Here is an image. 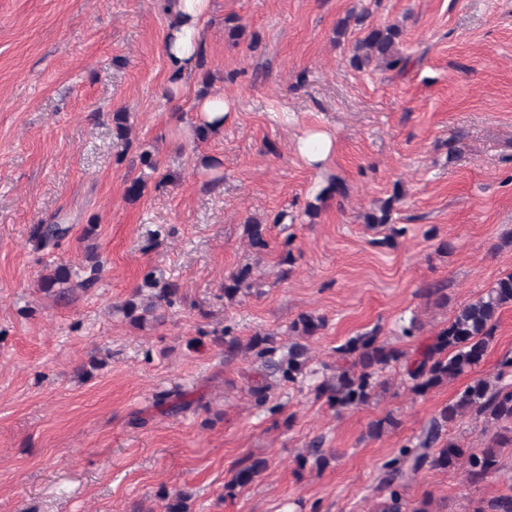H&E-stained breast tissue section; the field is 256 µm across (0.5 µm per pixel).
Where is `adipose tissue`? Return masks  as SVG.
Returning a JSON list of instances; mask_svg holds the SVG:
<instances>
[{"label": "adipose tissue", "mask_w": 512, "mask_h": 512, "mask_svg": "<svg viewBox=\"0 0 512 512\" xmlns=\"http://www.w3.org/2000/svg\"><path fill=\"white\" fill-rule=\"evenodd\" d=\"M211 9V0H176L175 19L165 39V53L171 66L168 88L180 93L198 59L202 24Z\"/></svg>", "instance_id": "adipose-tissue-1"}]
</instances>
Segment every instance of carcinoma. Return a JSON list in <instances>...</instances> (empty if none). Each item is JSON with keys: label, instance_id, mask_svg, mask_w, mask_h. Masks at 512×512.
Segmentation results:
<instances>
[{"label": "carcinoma", "instance_id": "1", "mask_svg": "<svg viewBox=\"0 0 512 512\" xmlns=\"http://www.w3.org/2000/svg\"><path fill=\"white\" fill-rule=\"evenodd\" d=\"M368 10L348 14L336 22V38L346 36L350 27L359 28L351 49L349 64L356 70H395L405 65L406 58L399 49L402 31L396 24L374 26L366 24ZM401 193L375 203V208L364 216L366 224L390 222L394 204ZM68 232L60 224H40L35 236L43 245L57 247ZM244 234L256 250H264L268 243L263 225L256 221L244 224ZM99 261L86 265L82 272L72 273L67 267H57L40 278V288L63 297L72 288L89 290L96 287L101 277ZM254 288L252 267L246 265L224 282V298L235 300ZM180 284L177 279L158 271H150L142 279L133 298L118 307L124 318L135 327L155 323L162 318L161 309L172 308L180 302ZM512 306V272L504 274L478 299L463 305L448 321V325L434 336L423 349L410 353L379 339L378 328L349 338L336 347L344 364L336 366L330 375H322L313 385L318 398H326L330 407L341 411L364 406L370 402L378 387L383 385L381 373L390 366H406L410 390L418 395L439 387L477 365L494 341L499 312ZM325 327V318L301 313L291 323L290 330L299 340L284 347L278 344L276 334L256 332L247 340L233 335L232 328L212 331L211 343L224 348V359L229 361L244 352L251 355L256 378L247 392L258 406H268L275 414L280 405H268L272 391L282 385H297L315 378L318 370L311 367L306 344L300 339L315 335ZM512 371V352L503 355L499 371L493 377L473 379L456 398L432 417L416 443L406 445L382 465L383 476L379 489L385 492L378 512H429V501L422 500L409 507L405 489L411 475L425 467L442 470L465 468L470 481L482 483L493 479L500 470L498 449L512 445V383L505 380ZM475 414L488 424L507 422L504 432H497L491 445L477 451L445 438V429L468 414ZM267 467L264 459H247L233 481L225 485L226 495L233 496L236 488L254 481ZM473 512H512V493L482 500Z\"/></svg>", "mask_w": 512, "mask_h": 512}]
</instances>
